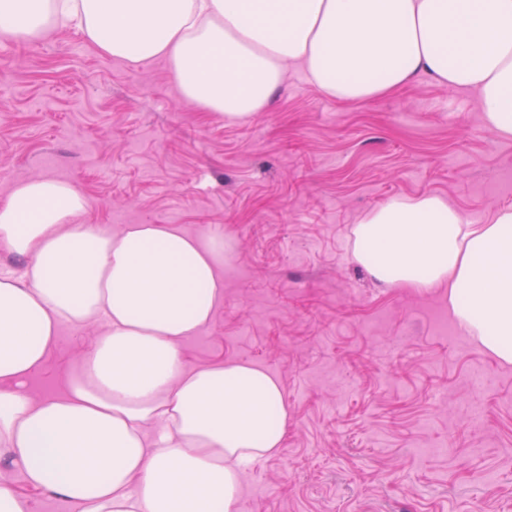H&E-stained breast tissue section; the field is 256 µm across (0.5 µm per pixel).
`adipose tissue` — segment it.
<instances>
[{
  "label": "adipose tissue",
  "instance_id": "1",
  "mask_svg": "<svg viewBox=\"0 0 512 512\" xmlns=\"http://www.w3.org/2000/svg\"><path fill=\"white\" fill-rule=\"evenodd\" d=\"M59 16L111 57L166 59L181 98L227 121L265 109L295 64L342 103L421 77L474 92L484 126L512 138V0H0V34L34 39ZM87 208L49 177L0 204V512H27L21 486L75 512H239L288 405L259 366L184 356L224 301V239L107 235ZM353 235L375 280L447 285L452 317L512 364V207L472 224L437 195L392 198ZM90 319L106 331L65 395L33 399L25 381L60 325Z\"/></svg>",
  "mask_w": 512,
  "mask_h": 512
}]
</instances>
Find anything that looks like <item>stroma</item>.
<instances>
[{
  "label": "stroma",
  "mask_w": 512,
  "mask_h": 512,
  "mask_svg": "<svg viewBox=\"0 0 512 512\" xmlns=\"http://www.w3.org/2000/svg\"><path fill=\"white\" fill-rule=\"evenodd\" d=\"M42 176L75 184L107 233L232 240L224 302L183 351L281 382L288 434L240 512H512V365L457 333L447 287L386 288L353 259L354 225L390 198L436 194L484 224L512 206V139L474 93L422 78L341 104L292 67L230 123L180 100L164 59L110 57L60 22L0 35V201ZM104 332L63 324L30 395L63 396Z\"/></svg>",
  "instance_id": "1"
}]
</instances>
